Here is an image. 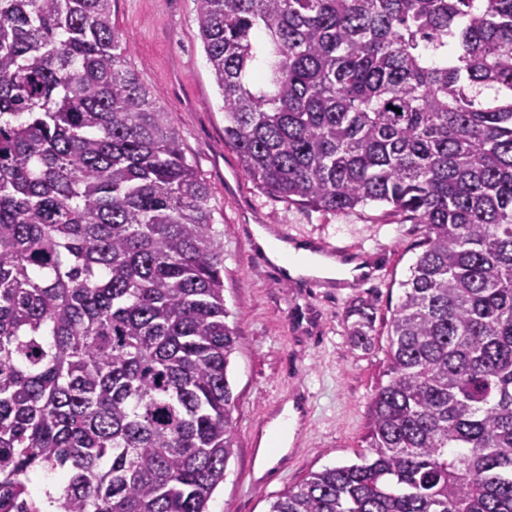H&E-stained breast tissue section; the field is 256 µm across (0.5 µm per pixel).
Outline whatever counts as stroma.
<instances>
[{
  "label": "stroma",
  "mask_w": 512,
  "mask_h": 512,
  "mask_svg": "<svg viewBox=\"0 0 512 512\" xmlns=\"http://www.w3.org/2000/svg\"><path fill=\"white\" fill-rule=\"evenodd\" d=\"M112 18L129 66L168 110L224 233V299L239 336L229 368L236 443L209 512H268L280 493L311 472L366 453L370 405L386 382V323L421 252L423 228L377 203L323 212L262 192L224 139L221 96L198 36L193 0H112ZM260 225L354 249L370 259L374 274L346 288L315 278L302 288L275 283L268 257L252 245ZM363 302L376 309L373 343L366 349L352 346L347 317ZM301 398L308 404L288 452L259 471L254 431L266 430L279 407Z\"/></svg>",
  "instance_id": "1"
}]
</instances>
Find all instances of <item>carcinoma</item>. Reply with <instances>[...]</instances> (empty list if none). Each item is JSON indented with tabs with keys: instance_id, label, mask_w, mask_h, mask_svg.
<instances>
[{
	"instance_id": "obj_1",
	"label": "carcinoma",
	"mask_w": 512,
	"mask_h": 512,
	"mask_svg": "<svg viewBox=\"0 0 512 512\" xmlns=\"http://www.w3.org/2000/svg\"><path fill=\"white\" fill-rule=\"evenodd\" d=\"M194 4L264 193L424 228L368 453L269 512H512V0ZM210 200L112 0H0V512H207L238 348Z\"/></svg>"
}]
</instances>
